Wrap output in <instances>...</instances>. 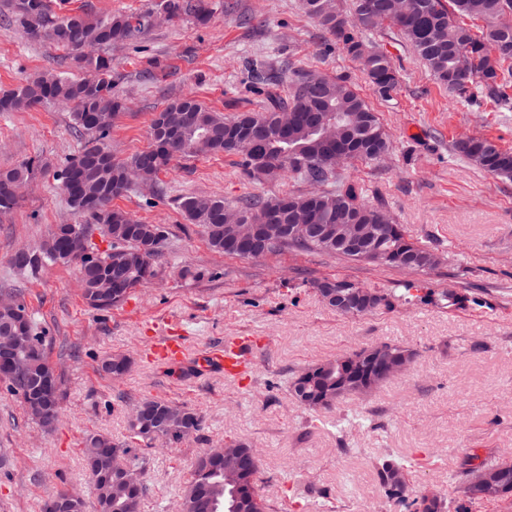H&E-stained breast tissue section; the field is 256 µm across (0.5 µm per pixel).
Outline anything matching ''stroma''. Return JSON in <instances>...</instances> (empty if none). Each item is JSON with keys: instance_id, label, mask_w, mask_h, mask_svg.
<instances>
[{"instance_id": "1", "label": "stroma", "mask_w": 512, "mask_h": 512, "mask_svg": "<svg viewBox=\"0 0 512 512\" xmlns=\"http://www.w3.org/2000/svg\"><path fill=\"white\" fill-rule=\"evenodd\" d=\"M208 2L207 24L164 21L136 42L108 48L114 89L127 103L106 141L113 156L147 150L156 113L189 93L227 116L261 111L268 96L250 86L254 59L268 60L283 80L301 69L348 76L378 113L391 150L378 161L345 163L338 185L381 207L414 241L438 249L441 265L416 275L417 288L434 294L473 288L483 303H420L346 317L322 301L310 280L345 278L381 291L401 273L297 251L258 261L213 252L200 228L185 223L180 197L240 204L311 188L289 176L254 182L238 158L216 155L175 159L152 186L133 185L114 199L115 207L167 227L170 245L157 280L121 307L90 310L75 266L50 264L31 276L11 264L15 251L37 246L53 226L82 223L56 172L86 139L75 133L66 105L0 112V168L34 158L45 169L23 188L17 207L0 215V294L23 293L51 338L46 353L63 379L62 417L51 430L31 420L0 383V448L8 452L0 461V512H42L60 491L92 499L81 454L85 436L100 432L127 442L130 413L144 397L188 405L203 426L179 447L150 450L143 512H178L194 458L231 440L258 449V486L273 512H402L378 482L376 465L386 455L408 461L411 485L439 493L454 510L464 504L461 462L475 453L493 463L512 451V179L483 172L456 155L453 144L485 136L512 151V101L448 93L389 27L368 36L400 73L397 94L384 101L301 0ZM8 16L0 0V91L41 73L76 74L63 50L29 39ZM186 267L206 275L182 277ZM170 329L182 333L193 356L233 335L261 336L265 344L242 385L216 370L152 362L147 345ZM383 342L407 344L417 357L370 397L343 400L317 417L290 396L288 381L301 369ZM116 353L132 360L118 380L99 370L101 359ZM467 507L500 512L495 502Z\"/></svg>"}]
</instances>
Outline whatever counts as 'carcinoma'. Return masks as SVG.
Returning a JSON list of instances; mask_svg holds the SVG:
<instances>
[{"label": "carcinoma", "instance_id": "1", "mask_svg": "<svg viewBox=\"0 0 512 512\" xmlns=\"http://www.w3.org/2000/svg\"><path fill=\"white\" fill-rule=\"evenodd\" d=\"M8 22L21 28L31 39L46 38L73 55L82 77L64 73L48 74L0 93V112H20L55 103L73 105L76 131L92 138L78 155L66 162L57 177L65 181L69 170L83 173L79 192L66 194L69 206L88 218V229L96 228L111 239L103 252L90 238L68 237L69 225L60 224L62 235L48 238L38 247L15 252L11 263L19 271L38 273L48 263L75 265L85 281L83 297L87 306L105 312L124 303L127 291L150 282L160 272L158 259L169 246V231L159 224H147L130 213L112 207V200L127 192L134 181L150 183L178 157L224 154L238 156L248 176L258 182L274 181L287 174L321 186L317 192L256 197L240 206L222 198L185 196L177 205L189 224L203 227L211 249L226 256L243 258L241 225L253 224L259 237L253 250L273 255L285 250L321 254L338 259L366 261L379 267L426 272L439 264L434 251L412 241L400 224L392 222L378 207L358 200L350 190L333 187L338 163L332 143L349 144L344 161L369 162L390 151L389 136L377 113L357 92L346 76L316 71L295 74L286 97L274 95L263 112H240L224 117L188 94L169 103L152 122L153 146L126 160H118L104 146L114 119L126 109L125 101L113 93L112 62L97 51L138 40L152 28L151 12L134 15L106 14L88 18L77 13L57 12L50 0H10ZM161 10L171 19L189 16L200 25L211 17L206 0H161ZM308 16L354 60L380 98L390 101L400 87L399 72L390 58L374 49L363 52L362 34L384 24L397 29L413 54L424 61L435 79L448 92L471 98L487 88L500 92L502 65L512 61V0H353V15L340 9L336 0H304ZM485 22L475 36L462 18ZM455 152L485 172L512 179V152L501 149L486 137L470 136L454 143ZM39 163L29 160L17 167L0 169V184H23L34 178ZM303 219L312 233L294 234L290 225ZM93 259L77 262L86 251ZM359 293L364 316L395 305L429 301V295L412 293L413 285L401 289L362 292L347 279L314 280L321 296L336 287ZM12 296L27 321L20 329L13 311L0 309V334L14 337L16 374L3 380L7 390L23 404L26 413L51 427L60 417V377L53 374L55 401L52 414H44L34 403V375L53 368L45 350L47 336L38 330L21 292ZM439 301L449 307L482 301L472 290L461 295L448 291ZM415 350L398 343H380L347 351L322 363L302 369L292 377L290 395L314 413L332 410L347 397L369 396L391 379L386 365L398 364L407 371L414 363ZM105 374L121 378L129 369L123 355L101 362ZM137 422L130 423L132 438L151 446L155 442L174 447L184 432L201 430L200 415L187 406L162 399H143ZM82 454L92 485L97 512H141L149 494L146 483L131 491L126 481L130 467L147 471L149 457L139 448H128L102 433H91ZM469 457L461 464L462 486L469 500H482L486 489L471 482ZM500 498L512 497V460L487 467ZM260 455L245 441L225 445L224 456L208 452L192 464L191 479L181 495V512H268L259 493L257 475ZM377 476L386 497L405 512H447L444 499H431L411 487L404 465L392 460L378 462Z\"/></svg>", "mask_w": 512, "mask_h": 512}]
</instances>
